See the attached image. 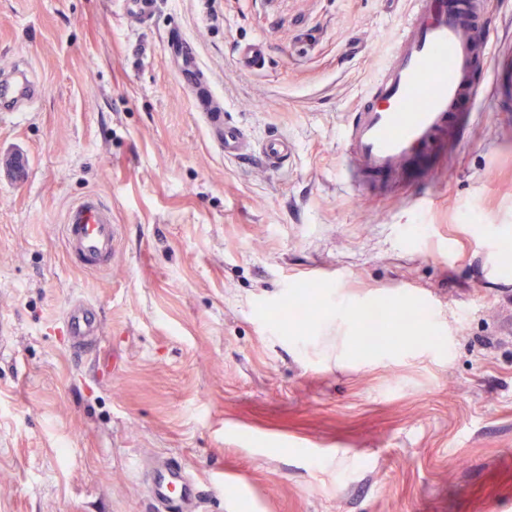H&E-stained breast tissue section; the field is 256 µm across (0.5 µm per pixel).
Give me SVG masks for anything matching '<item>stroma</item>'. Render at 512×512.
I'll use <instances>...</instances> for the list:
<instances>
[{"label": "stroma", "instance_id": "1", "mask_svg": "<svg viewBox=\"0 0 512 512\" xmlns=\"http://www.w3.org/2000/svg\"><path fill=\"white\" fill-rule=\"evenodd\" d=\"M488 2L497 54L439 178L360 193L342 129L412 0H156L146 28L121 0H0V73L44 86L0 112V512H151L134 468L157 456L202 512H512V0ZM171 32L225 120L288 138L286 170L218 149ZM91 192L121 226L100 275L62 240ZM406 287L418 305L361 347L352 309ZM77 295L104 323L82 358ZM63 328L69 338L71 350L82 355L92 342L101 346L102 324L98 309L81 300H73L67 309Z\"/></svg>", "mask_w": 512, "mask_h": 512}]
</instances>
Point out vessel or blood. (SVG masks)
Segmentation results:
<instances>
[{
    "mask_svg": "<svg viewBox=\"0 0 512 512\" xmlns=\"http://www.w3.org/2000/svg\"><path fill=\"white\" fill-rule=\"evenodd\" d=\"M483 21L480 0H414L387 64L344 126L341 165L352 188L388 186L406 163H422L474 109L483 88L472 82V73L490 53L489 40L473 36ZM168 45L183 77L204 99L202 112L217 147L228 156L255 151L267 167L283 169L291 156L287 138L273 134L253 145L243 128L225 122L224 106L190 42L175 37ZM40 91L29 66H16L0 76V112L20 111ZM63 234L76 263L98 271L111 268L119 227L100 195L87 194L69 208ZM63 328L78 355L103 340L98 309L80 300L69 304ZM145 478L155 512H200L196 484L179 462L158 461Z\"/></svg>",
    "mask_w": 512,
    "mask_h": 512,
    "instance_id": "obj_1",
    "label": "vessel or blood"
}]
</instances>
